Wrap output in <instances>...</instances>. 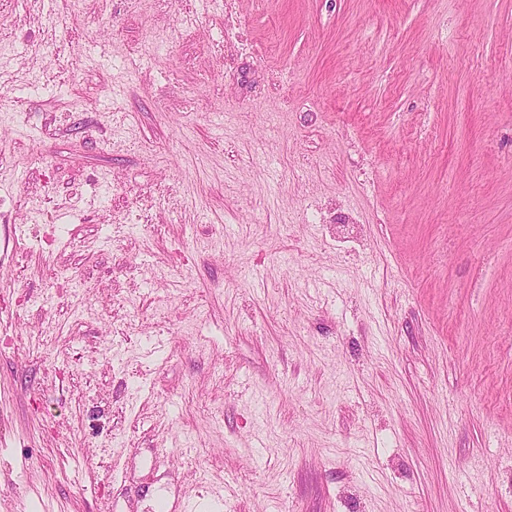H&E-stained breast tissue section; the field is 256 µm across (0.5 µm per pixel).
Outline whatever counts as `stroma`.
I'll return each mask as SVG.
<instances>
[{
	"instance_id": "1",
	"label": "stroma",
	"mask_w": 512,
	"mask_h": 512,
	"mask_svg": "<svg viewBox=\"0 0 512 512\" xmlns=\"http://www.w3.org/2000/svg\"><path fill=\"white\" fill-rule=\"evenodd\" d=\"M219 482L512 512V0H0V512Z\"/></svg>"
}]
</instances>
